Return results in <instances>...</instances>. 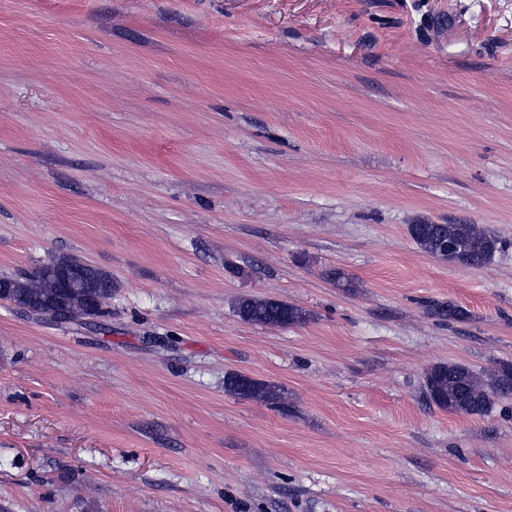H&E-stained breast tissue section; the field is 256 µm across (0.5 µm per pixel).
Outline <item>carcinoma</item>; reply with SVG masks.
<instances>
[{
  "label": "carcinoma",
  "instance_id": "carcinoma-1",
  "mask_svg": "<svg viewBox=\"0 0 512 512\" xmlns=\"http://www.w3.org/2000/svg\"><path fill=\"white\" fill-rule=\"evenodd\" d=\"M409 235L425 253L439 257L452 244L456 247L455 261L471 269H480L499 250V238L479 224H411ZM245 322L268 326L302 323V309L272 298L241 297L235 307ZM429 311L442 323L462 322L469 313L453 302H433ZM228 392L244 397L262 399L272 405L280 404L277 387L252 380L239 374L227 377ZM424 390L428 401L437 408L466 416H483L502 400L512 398V365L478 373L460 363H438L425 373Z\"/></svg>",
  "mask_w": 512,
  "mask_h": 512
}]
</instances>
